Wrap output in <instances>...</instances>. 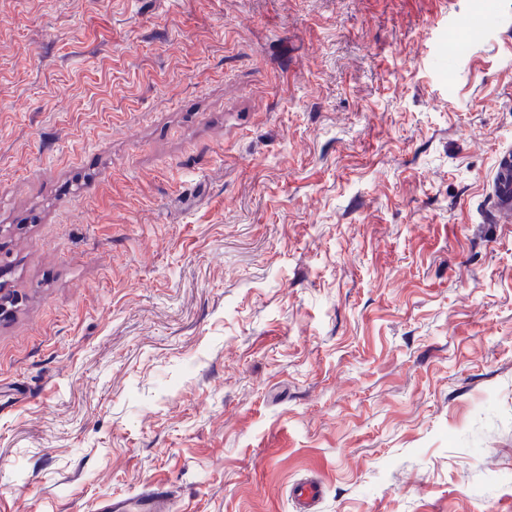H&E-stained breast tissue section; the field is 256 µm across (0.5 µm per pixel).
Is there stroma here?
<instances>
[{
    "instance_id": "35a3bbf8",
    "label": "stroma",
    "mask_w": 512,
    "mask_h": 512,
    "mask_svg": "<svg viewBox=\"0 0 512 512\" xmlns=\"http://www.w3.org/2000/svg\"><path fill=\"white\" fill-rule=\"evenodd\" d=\"M512 0H0V512H512ZM493 224H512V150H502L496 157L493 176ZM323 495V487L317 478L297 482L290 488L298 512H315ZM132 507L139 512H172L174 501L166 490L153 487L135 498L112 497L102 504L101 512H128Z\"/></svg>"
}]
</instances>
